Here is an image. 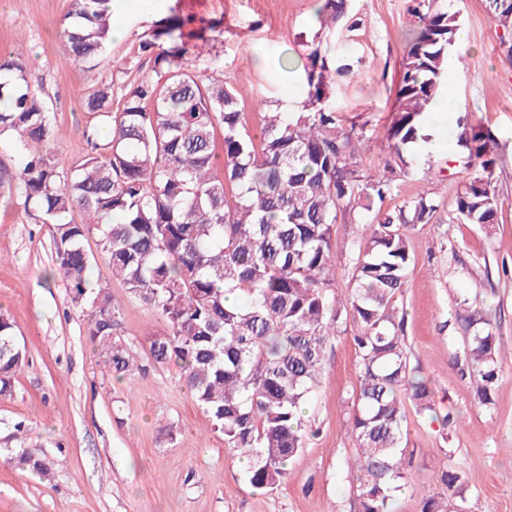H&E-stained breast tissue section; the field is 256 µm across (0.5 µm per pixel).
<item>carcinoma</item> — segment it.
Returning <instances> with one entry per match:
<instances>
[{"mask_svg": "<svg viewBox=\"0 0 512 512\" xmlns=\"http://www.w3.org/2000/svg\"><path fill=\"white\" fill-rule=\"evenodd\" d=\"M109 0H72L62 30L76 66L90 73L112 38ZM351 0H322L320 28L350 14ZM396 91V116L386 136L383 170L358 162L353 132L331 105L332 67L320 34L284 68L302 69L309 91L294 110L262 108L255 134L224 80L198 75L185 56L217 25L184 33L177 17L160 20L139 50L155 77L114 98L112 81L94 83L82 98L112 136L86 135L80 159L67 164L51 147L55 115L32 87L23 51L0 52V138L19 156L0 168V188L17 195L34 224L53 226V257L72 301L91 306L88 337L118 379L146 371L121 341L119 308L92 291L97 239L112 278L158 313L169 332L150 346L153 363L172 361L224 443L247 459L245 480L271 492L311 431L302 414L324 369L325 348L340 324L360 327L358 389L349 463L359 512H392L395 492L411 476L404 466L405 403L436 412L430 381L410 367L404 314L395 305L412 258L408 232L428 224L434 199L421 195L396 214L377 204L392 180L412 172L423 118L436 104L439 81L453 58L456 13L418 4ZM221 141H216V132ZM473 176L456 196L458 224L497 221L493 138L462 131ZM83 212L77 221L72 213ZM365 221L356 247L354 282L343 299L331 291V249L337 214ZM463 357L478 401L489 406L499 387L502 338L489 312L464 307ZM26 359L10 317L0 313V395L12 391ZM444 497L423 499L421 512H448L465 502L461 473L442 472Z\"/></svg>", "mask_w": 512, "mask_h": 512, "instance_id": "carcinoma-1", "label": "carcinoma"}]
</instances>
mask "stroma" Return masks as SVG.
Instances as JSON below:
<instances>
[{
  "label": "stroma",
  "mask_w": 512,
  "mask_h": 512,
  "mask_svg": "<svg viewBox=\"0 0 512 512\" xmlns=\"http://www.w3.org/2000/svg\"><path fill=\"white\" fill-rule=\"evenodd\" d=\"M464 40L454 52L463 65L446 73L440 90L454 124L438 150L420 153L415 171L396 178L382 202L389 212L422 194L437 213L409 233L412 266L395 305L405 315L408 359L435 391L438 417L407 407L404 443L412 483L398 492L394 512H421L427 496L445 494L441 472L463 471L469 489L465 512H512V359L490 406L481 405L463 365L460 300L486 304L504 349H512V21L495 19L489 0H447ZM319 0H120L113 22L125 30L112 40L96 74L115 93L151 80L139 44L156 21L177 14L196 28L221 22L207 55L189 57L236 90L248 120L256 104L289 106L306 95L298 73L281 66L284 52L321 33L333 66L349 65L333 86L344 129L362 139L358 161L381 170V144L393 123L405 35L415 24L411 0H352L354 25L319 31ZM71 0H0V51L23 48L34 88L56 115L54 150L73 159L95 119L81 98L94 74L73 62L62 37ZM481 127L492 152L498 221L489 226L452 223L453 203L470 177L461 160L459 123ZM356 214L338 213L331 240L336 293L354 270ZM53 227L34 224L21 200L0 196V310L16 326L26 363L12 392L0 396V512H358L356 483L346 460L356 442L347 429L357 388L356 324L341 325L325 352L318 386L307 400L313 428L288 464L277 490L262 492L244 479L236 449L227 447L185 387L175 364L154 366L151 342L167 334L160 316L112 278L105 261L92 276L121 313V340L145 373L115 380L103 370L87 335L89 308L72 303L52 260ZM454 422L443 425L440 417ZM174 438H166V426ZM43 464L36 471L21 455Z\"/></svg>",
  "instance_id": "obj_1"
}]
</instances>
